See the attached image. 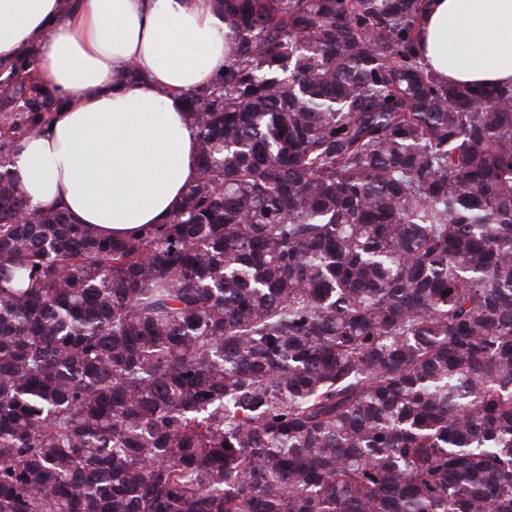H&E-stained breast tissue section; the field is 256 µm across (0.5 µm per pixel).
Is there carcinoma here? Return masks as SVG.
I'll list each match as a JSON object with an SVG mask.
<instances>
[{"label": "carcinoma", "mask_w": 512, "mask_h": 512, "mask_svg": "<svg viewBox=\"0 0 512 512\" xmlns=\"http://www.w3.org/2000/svg\"><path fill=\"white\" fill-rule=\"evenodd\" d=\"M198 174L107 239L11 167L0 512H512V89L436 82L423 0H215Z\"/></svg>", "instance_id": "cac0c4a2"}]
</instances>
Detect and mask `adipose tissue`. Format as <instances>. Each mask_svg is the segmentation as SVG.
<instances>
[{
	"mask_svg": "<svg viewBox=\"0 0 512 512\" xmlns=\"http://www.w3.org/2000/svg\"><path fill=\"white\" fill-rule=\"evenodd\" d=\"M31 47L62 106L14 160L30 204L106 237L166 223L197 176L182 94L224 66L214 0H0V66ZM414 49L444 83L512 86V0H425Z\"/></svg>",
	"mask_w": 512,
	"mask_h": 512,
	"instance_id": "ef3b65f1",
	"label": "adipose tissue"
}]
</instances>
